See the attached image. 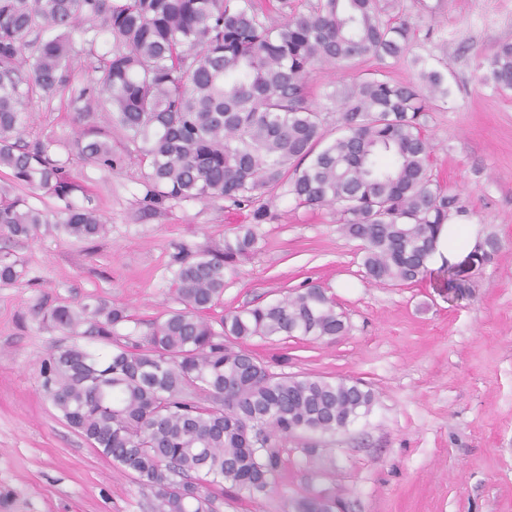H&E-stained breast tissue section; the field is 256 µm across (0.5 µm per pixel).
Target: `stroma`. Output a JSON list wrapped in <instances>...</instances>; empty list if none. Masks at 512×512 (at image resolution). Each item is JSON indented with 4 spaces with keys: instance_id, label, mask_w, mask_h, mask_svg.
Wrapping results in <instances>:
<instances>
[{
    "instance_id": "obj_1",
    "label": "stroma",
    "mask_w": 512,
    "mask_h": 512,
    "mask_svg": "<svg viewBox=\"0 0 512 512\" xmlns=\"http://www.w3.org/2000/svg\"><path fill=\"white\" fill-rule=\"evenodd\" d=\"M415 23L411 52L448 63L452 94L427 119L433 172L460 192L466 222L498 248L482 265L467 254L463 294L436 278L408 287L375 284L356 241L335 214L270 190L259 248L228 278L221 316L317 285L347 318L333 340H270L246 346L275 371L360 380L377 401L368 416L333 436L298 434L281 443L283 465L269 490L224 495L216 512H293L303 497L336 501L335 512H512V92L479 84L477 65L512 41V0H401ZM383 70L412 82L403 61L370 59L315 69L312 100L335 134V102L361 75ZM26 136L73 148L83 127L69 92L26 107ZM77 205L96 208L107 234L77 241L55 225L16 239L0 229V250L23 275L0 283V512H152V491L75 433L45 398L40 365L55 349L85 345L54 328L59 304L104 299L127 309L120 335L139 337L177 301L169 288L178 253L223 246L247 223L220 197H145L147 167L120 169L72 159Z\"/></svg>"
}]
</instances>
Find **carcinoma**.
I'll list each match as a JSON object with an SVG mask.
<instances>
[{"label":"carcinoma","instance_id":"1","mask_svg":"<svg viewBox=\"0 0 512 512\" xmlns=\"http://www.w3.org/2000/svg\"><path fill=\"white\" fill-rule=\"evenodd\" d=\"M395 6L316 0L306 13H289L288 0L266 8L255 0H0V170L15 186L58 201L47 211L3 188L1 229L28 237L54 223L76 240L107 230L96 209L73 203L78 185L56 141L24 138L25 104L55 96L76 63L86 76L74 97L76 120L102 114L123 131L148 163L150 202L220 196L248 210L250 223L225 236L224 249L178 260L172 288L180 307L145 336H119L129 315L104 300L49 312L56 329L113 349L51 352L40 366L47 399L91 447L153 490L154 512H215L226 484L263 494L281 468L280 440L344 432L375 404L358 380L276 372L227 344L343 335L344 316L319 287L211 320L226 277L257 249L265 191L280 188L299 205L336 213L359 242L367 277L388 286L427 276L436 228L467 214L460 195L435 179L426 134L427 113L452 93L447 64L409 57L414 28L391 14ZM368 58H408L419 82L375 73L353 83L330 138L307 77L318 66ZM479 80L512 90V43L487 59ZM103 136L89 127L76 143L79 157L125 166L131 154L112 152ZM21 276L0 256L1 283ZM447 286L463 293L464 271L448 268ZM334 507L310 495L295 512Z\"/></svg>","mask_w":512,"mask_h":512}]
</instances>
